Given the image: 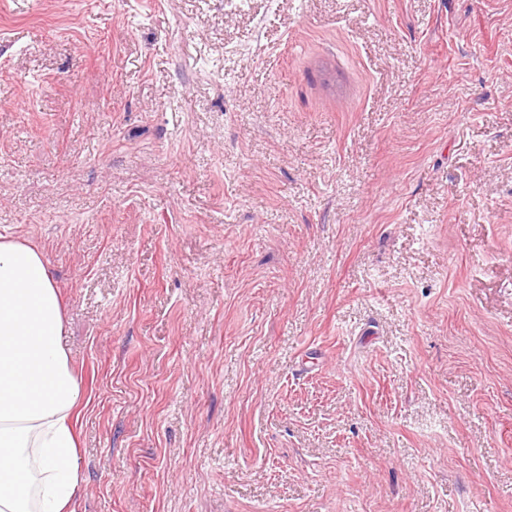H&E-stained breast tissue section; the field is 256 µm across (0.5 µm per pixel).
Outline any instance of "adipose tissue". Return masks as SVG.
<instances>
[{
    "mask_svg": "<svg viewBox=\"0 0 512 512\" xmlns=\"http://www.w3.org/2000/svg\"><path fill=\"white\" fill-rule=\"evenodd\" d=\"M63 332L42 252L0 234V512H72L75 422L88 402Z\"/></svg>",
    "mask_w": 512,
    "mask_h": 512,
    "instance_id": "adipose-tissue-1",
    "label": "adipose tissue"
}]
</instances>
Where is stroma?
Wrapping results in <instances>:
<instances>
[{"mask_svg":"<svg viewBox=\"0 0 512 512\" xmlns=\"http://www.w3.org/2000/svg\"><path fill=\"white\" fill-rule=\"evenodd\" d=\"M0 233L74 512H512V0H0Z\"/></svg>","mask_w":512,"mask_h":512,"instance_id":"obj_1","label":"stroma"}]
</instances>
